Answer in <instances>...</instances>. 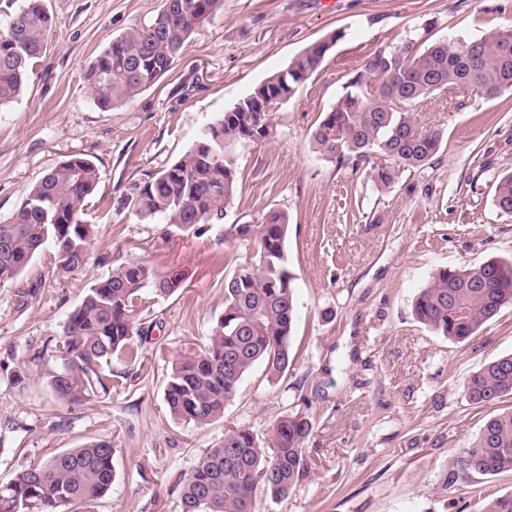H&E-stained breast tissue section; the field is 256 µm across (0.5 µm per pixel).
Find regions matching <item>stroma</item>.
I'll list each match as a JSON object with an SVG mask.
<instances>
[{
    "instance_id": "stroma-1",
    "label": "stroma",
    "mask_w": 512,
    "mask_h": 512,
    "mask_svg": "<svg viewBox=\"0 0 512 512\" xmlns=\"http://www.w3.org/2000/svg\"><path fill=\"white\" fill-rule=\"evenodd\" d=\"M47 51L22 97L0 108V221L42 176L82 154L102 182L84 220L95 231L85 267L59 273L52 245L0 283V483L30 463L95 438L110 439L116 480L92 512H180L190 471L225 430L265 441L299 407L313 418L307 468L288 498L257 492L254 512H478L481 496L512 494V473L455 479L450 459L477 437L491 408L463 385L512 353V306L457 344L418 323L413 302L442 268L512 257V215L494 206L512 171V91L484 99L450 88L417 120L444 133L430 165L375 189L313 151L310 134L376 49L408 39H477L512 23V0H224L187 41L173 69L130 102L101 110L87 64L116 36L150 20L161 0H46ZM342 37L276 112L274 137L239 147L240 183L223 223L203 233L147 224L117 211L118 188L146 180L188 151L198 133L311 42ZM288 215L295 275L293 344L303 355L279 379L255 366L223 418L177 421L163 394L175 363L202 345L221 314L230 224ZM136 259L179 274L172 296L144 293L149 325L136 363L113 359L122 387L69 407L46 390L36 363L61 338L86 289ZM33 290L28 301L18 293ZM28 371L26 389L11 374Z\"/></svg>"
}]
</instances>
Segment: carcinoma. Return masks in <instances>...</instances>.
Segmentation results:
<instances>
[{
	"label": "carcinoma",
	"mask_w": 512,
	"mask_h": 512,
	"mask_svg": "<svg viewBox=\"0 0 512 512\" xmlns=\"http://www.w3.org/2000/svg\"><path fill=\"white\" fill-rule=\"evenodd\" d=\"M224 8V0H163L158 15L112 40L85 72L93 103L110 110L155 85L173 67L196 29ZM51 17L45 0H23L0 22V107L18 100L47 47ZM334 32L295 55L287 68L267 77L216 117L179 160L120 191L119 208L149 224L197 228L222 224L235 202L237 149L273 135V115L321 67ZM467 87L486 98L512 89V25L477 39L449 37L427 46L410 39L376 50L311 133L314 149L341 164L370 165V180L384 189L409 169H421L440 152L444 134L419 127L418 105L436 93ZM101 183L99 167L73 155L29 190L7 222H0V282L16 277L46 244L56 269L66 274L87 263L93 227L82 219ZM495 206L512 213V173L497 182ZM229 234L247 243L251 261L224 283V310L203 346L175 364L164 390L171 417L203 426L224 417L245 375L257 364L282 376L300 357L292 339L297 314L295 276L288 269V215L272 211L259 225L232 224ZM131 260L87 288L69 314L63 336L43 375L60 403L108 395L119 386L106 370L112 357H139L134 336L143 290L167 297L180 288ZM512 304V260L477 267L443 268L432 274L413 303L417 322L458 343L474 336ZM476 405L512 399V354L474 372L463 388ZM311 415L298 408L279 419L260 444L245 427L229 429L189 473L181 512H253L256 491L281 500L305 470ZM116 449L107 438L67 448L19 470L0 484V512H65L104 497L116 479ZM454 477L512 471V408L490 416L474 442L455 456ZM480 512H512V494L484 501Z\"/></svg>",
	"instance_id": "obj_1"
}]
</instances>
